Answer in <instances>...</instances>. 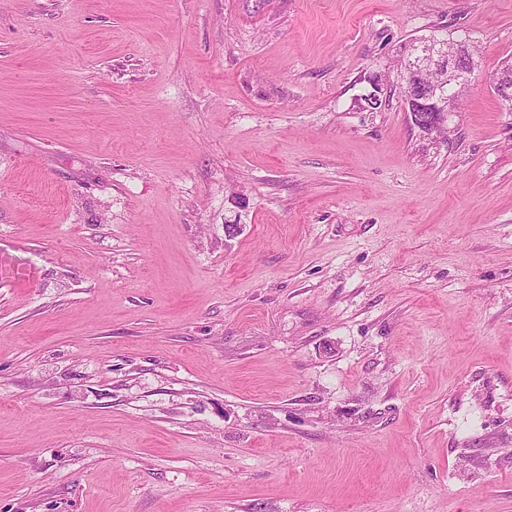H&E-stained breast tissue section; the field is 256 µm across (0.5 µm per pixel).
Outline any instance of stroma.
I'll list each match as a JSON object with an SVG mask.
<instances>
[{
  "instance_id": "1",
  "label": "stroma",
  "mask_w": 512,
  "mask_h": 512,
  "mask_svg": "<svg viewBox=\"0 0 512 512\" xmlns=\"http://www.w3.org/2000/svg\"><path fill=\"white\" fill-rule=\"evenodd\" d=\"M508 60L512 0H0V512H512ZM449 39L458 40L453 37L452 33L448 34V31L444 34L433 33L424 38L416 39L418 41H415V44L412 45L410 56L407 60H404V64H400V77L403 90L411 81L415 80L413 62L415 61L418 46H424L430 50L439 49L448 51V73L446 75L434 64L437 63L434 57L431 63H428L429 67L440 71L444 76L442 84L433 86V94L436 95V91L447 84L453 88L469 84L475 68L474 59L469 53L458 50L454 43H448ZM405 100L406 112L412 115L418 125L436 129L448 120L447 112H449L451 105L449 99L447 101L446 98L440 96H435L432 99L423 98L417 96L415 91L411 88L406 87Z\"/></svg>"
}]
</instances>
